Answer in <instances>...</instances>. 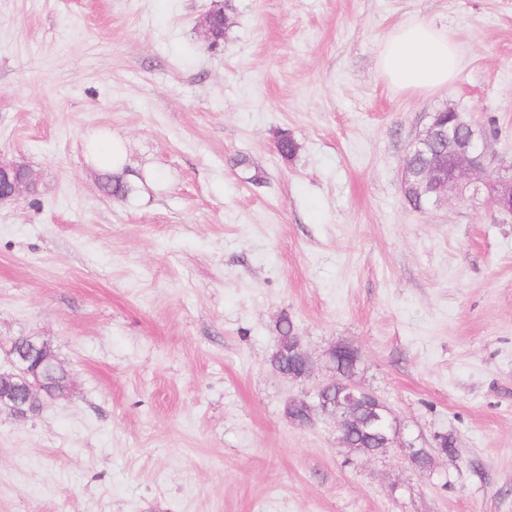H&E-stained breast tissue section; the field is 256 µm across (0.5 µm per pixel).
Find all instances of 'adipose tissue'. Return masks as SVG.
Wrapping results in <instances>:
<instances>
[{"label":"adipose tissue","mask_w":512,"mask_h":512,"mask_svg":"<svg viewBox=\"0 0 512 512\" xmlns=\"http://www.w3.org/2000/svg\"><path fill=\"white\" fill-rule=\"evenodd\" d=\"M461 63L455 40L425 19L393 28L386 35L378 57L381 75L393 87L405 91L443 88Z\"/></svg>","instance_id":"adipose-tissue-1"}]
</instances>
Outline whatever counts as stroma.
Here are the masks:
<instances>
[{
	"mask_svg": "<svg viewBox=\"0 0 512 512\" xmlns=\"http://www.w3.org/2000/svg\"><path fill=\"white\" fill-rule=\"evenodd\" d=\"M219 8L212 50L197 25ZM420 18L463 63L402 92L378 55ZM448 107L512 170V0H0V157L36 174L0 203V338L48 342L70 375L29 419L0 412V512H512V219L401 187ZM104 130L112 171L85 157ZM286 319L308 378L270 363ZM339 342L403 447L286 415ZM442 112H434L431 116L430 123L425 127V129L415 137L408 148L410 152H419L421 151V147L425 145V143L429 140L430 136L438 133L440 135L447 134V129L442 123ZM87 154L100 168L121 166L126 158L123 140L112 133L93 135L87 145ZM293 333L294 330L291 322L288 321L287 319L284 320L280 327V337L283 339V342L285 344H288V339L290 338V336H293ZM290 342L293 351H295L299 355L301 363L297 368L288 369L283 367L278 368L277 371L284 377H287L292 380L305 379L311 373L313 364L311 355L304 347L300 336H293Z\"/></svg>",
	"mask_w": 512,
	"mask_h": 512,
	"instance_id": "obj_1",
	"label": "stroma"
}]
</instances>
